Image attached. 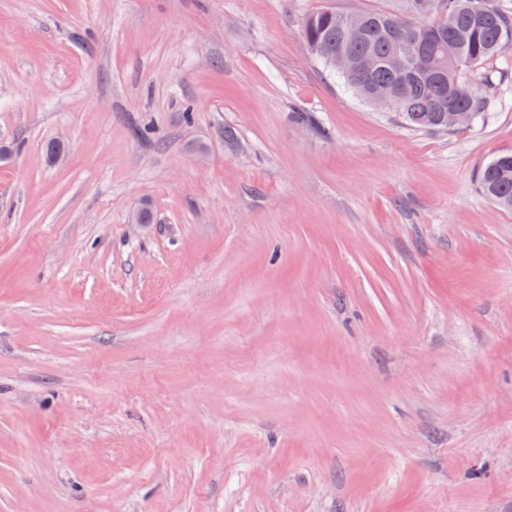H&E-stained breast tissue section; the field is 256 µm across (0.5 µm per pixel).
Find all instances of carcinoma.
Returning <instances> with one entry per match:
<instances>
[{
	"label": "carcinoma",
	"instance_id": "obj_1",
	"mask_svg": "<svg viewBox=\"0 0 512 512\" xmlns=\"http://www.w3.org/2000/svg\"><path fill=\"white\" fill-rule=\"evenodd\" d=\"M418 0H389L381 10L348 13L323 8L304 20L302 34L312 58L365 100L378 86L393 88L386 110L417 130L448 127V108L476 119L488 97L471 87L490 85L480 72L489 58L512 43V0H442L431 23ZM468 68L478 76L460 77ZM480 191L512 209V153L488 162L478 174Z\"/></svg>",
	"mask_w": 512,
	"mask_h": 512
}]
</instances>
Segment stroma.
<instances>
[{
	"label": "stroma",
	"mask_w": 512,
	"mask_h": 512,
	"mask_svg": "<svg viewBox=\"0 0 512 512\" xmlns=\"http://www.w3.org/2000/svg\"><path fill=\"white\" fill-rule=\"evenodd\" d=\"M386 5L0 0V512H512V46L414 130L301 35ZM480 191L499 206L512 209V153L488 162L478 174Z\"/></svg>",
	"instance_id": "stroma-1"
}]
</instances>
